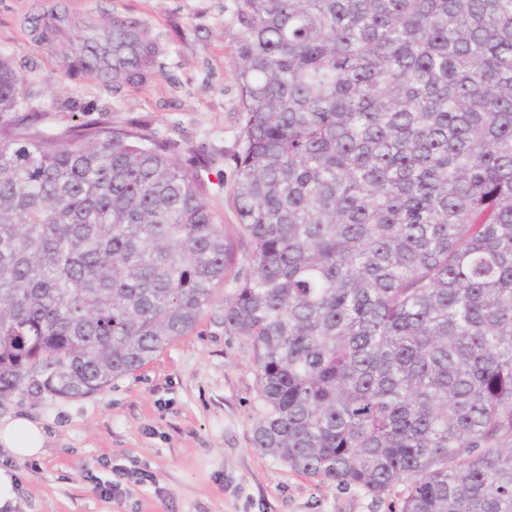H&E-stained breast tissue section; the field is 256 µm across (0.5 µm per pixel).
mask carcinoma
I'll return each mask as SVG.
<instances>
[{
	"mask_svg": "<svg viewBox=\"0 0 512 512\" xmlns=\"http://www.w3.org/2000/svg\"><path fill=\"white\" fill-rule=\"evenodd\" d=\"M230 196L253 445L399 512H512V0H235ZM112 18L69 74L158 66ZM0 58V400L84 397L195 327L231 251L139 123L30 131Z\"/></svg>",
	"mask_w": 512,
	"mask_h": 512,
	"instance_id": "cac0c4a2",
	"label": "carcinoma"
}]
</instances>
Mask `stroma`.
Returning a JSON list of instances; mask_svg holds the SVG:
<instances>
[{
	"label": "stroma",
	"mask_w": 512,
	"mask_h": 512,
	"mask_svg": "<svg viewBox=\"0 0 512 512\" xmlns=\"http://www.w3.org/2000/svg\"><path fill=\"white\" fill-rule=\"evenodd\" d=\"M69 23L43 38L46 0H0V57L24 76L23 111L37 130L145 124L183 165H202L206 199L233 245V265L195 328L135 373L79 398L29 389L0 403V421L24 416L45 432V452L0 447L16 482L13 512H397L378 499L289 470L252 444L262 412L249 343L224 329L234 279L251 269L228 195L240 109L235 0H53ZM139 21L161 48L162 77L113 90L102 78L67 77L64 65L114 14ZM117 468L148 473L115 497L95 491Z\"/></svg>",
	"instance_id": "stroma-1"
}]
</instances>
